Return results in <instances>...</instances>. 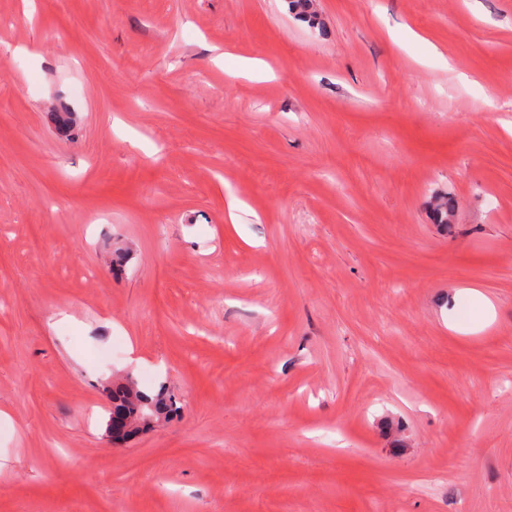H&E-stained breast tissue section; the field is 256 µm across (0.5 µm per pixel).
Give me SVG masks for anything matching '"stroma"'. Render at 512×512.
<instances>
[{
	"mask_svg": "<svg viewBox=\"0 0 512 512\" xmlns=\"http://www.w3.org/2000/svg\"><path fill=\"white\" fill-rule=\"evenodd\" d=\"M312 8L0 0V512H512V0ZM112 411L109 420L121 417L145 419L154 416L155 420L169 419L178 412L175 400L164 386L154 394L142 391L131 377L127 384L115 382L112 384Z\"/></svg>",
	"mask_w": 512,
	"mask_h": 512,
	"instance_id": "1",
	"label": "stroma"
}]
</instances>
